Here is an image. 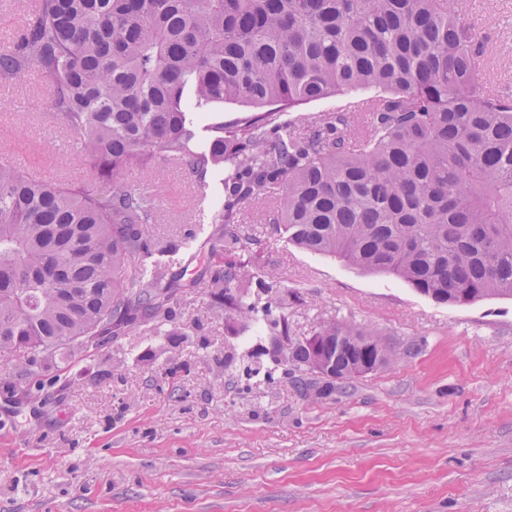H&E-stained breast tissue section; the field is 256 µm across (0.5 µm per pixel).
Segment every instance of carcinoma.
<instances>
[{"label":"carcinoma","instance_id":"1","mask_svg":"<svg viewBox=\"0 0 512 512\" xmlns=\"http://www.w3.org/2000/svg\"><path fill=\"white\" fill-rule=\"evenodd\" d=\"M485 36L456 0H39L0 50V83L39 69L51 115L92 166L81 181L0 165V352L42 385L34 353L98 350L176 320L177 294L207 278L209 306L234 336L243 319L290 333L288 297L254 280L240 206L269 189L288 243L393 276L438 304L512 297V94L489 86ZM351 101L300 130L290 112ZM251 107L200 146L197 112ZM162 160L207 190L222 165L224 205L199 277L149 275L168 246L162 214L127 181ZM346 391L383 338L332 322L314 332ZM300 344L288 375L316 386Z\"/></svg>","mask_w":512,"mask_h":512}]
</instances>
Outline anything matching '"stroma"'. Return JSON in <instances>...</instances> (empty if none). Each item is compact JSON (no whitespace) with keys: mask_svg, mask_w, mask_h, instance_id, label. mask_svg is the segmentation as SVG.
I'll return each instance as SVG.
<instances>
[{"mask_svg":"<svg viewBox=\"0 0 512 512\" xmlns=\"http://www.w3.org/2000/svg\"><path fill=\"white\" fill-rule=\"evenodd\" d=\"M492 79L512 87V0H481ZM38 71L0 85V158L31 176L90 175L73 134L49 114ZM225 170L207 203L179 164L129 174L165 214L156 238L180 271L207 250ZM275 194L246 202L256 278H273L293 334L349 319L420 351L313 400L284 369L224 332L205 288L180 296L188 339L136 332L98 352L60 351L22 397L0 353V512H512V298L448 306L404 281L288 244Z\"/></svg>","mask_w":512,"mask_h":512,"instance_id":"obj_1","label":"stroma"}]
</instances>
